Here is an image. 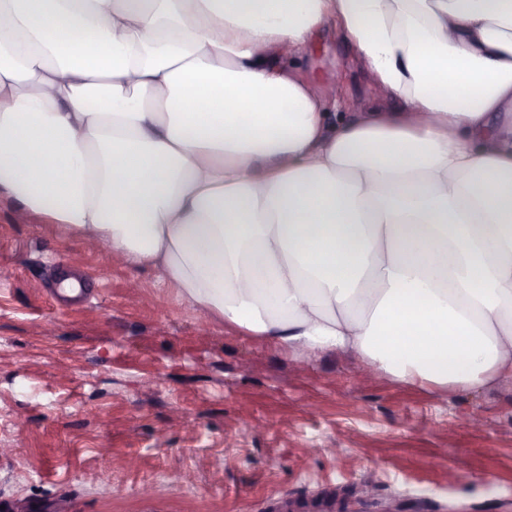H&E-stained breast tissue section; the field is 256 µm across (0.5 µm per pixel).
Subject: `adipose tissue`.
Segmentation results:
<instances>
[{
  "label": "adipose tissue",
  "mask_w": 512,
  "mask_h": 512,
  "mask_svg": "<svg viewBox=\"0 0 512 512\" xmlns=\"http://www.w3.org/2000/svg\"><path fill=\"white\" fill-rule=\"evenodd\" d=\"M0 195L225 327L512 381V0H0ZM338 22L400 111L288 66Z\"/></svg>",
  "instance_id": "obj_1"
}]
</instances>
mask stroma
<instances>
[{"label": "stroma", "mask_w": 512, "mask_h": 512, "mask_svg": "<svg viewBox=\"0 0 512 512\" xmlns=\"http://www.w3.org/2000/svg\"><path fill=\"white\" fill-rule=\"evenodd\" d=\"M289 65L337 116L401 106L337 26ZM15 212L1 197L0 512H512V383L358 382L350 355L273 349Z\"/></svg>", "instance_id": "stroma-1"}]
</instances>
